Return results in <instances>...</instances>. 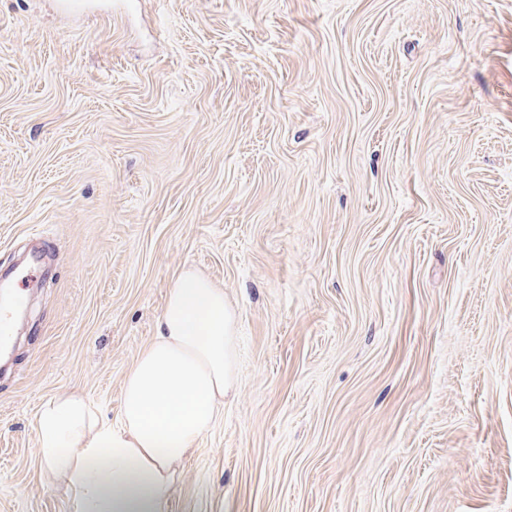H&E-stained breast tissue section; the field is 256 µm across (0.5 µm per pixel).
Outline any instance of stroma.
I'll list each match as a JSON object with an SVG mask.
<instances>
[{
  "instance_id": "35a3bbf8",
  "label": "stroma",
  "mask_w": 512,
  "mask_h": 512,
  "mask_svg": "<svg viewBox=\"0 0 512 512\" xmlns=\"http://www.w3.org/2000/svg\"><path fill=\"white\" fill-rule=\"evenodd\" d=\"M0 512L38 408L116 421L178 275L238 392L172 512H512V0H0Z\"/></svg>"
}]
</instances>
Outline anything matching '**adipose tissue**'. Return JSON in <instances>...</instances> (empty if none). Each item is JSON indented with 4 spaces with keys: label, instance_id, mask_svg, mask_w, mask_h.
I'll list each match as a JSON object with an SVG mask.
<instances>
[{
    "label": "adipose tissue",
    "instance_id": "1",
    "mask_svg": "<svg viewBox=\"0 0 512 512\" xmlns=\"http://www.w3.org/2000/svg\"><path fill=\"white\" fill-rule=\"evenodd\" d=\"M236 322L223 289L184 272L126 376L117 422L79 391L40 406L35 451L74 512H170L186 460L235 392Z\"/></svg>",
    "mask_w": 512,
    "mask_h": 512
}]
</instances>
